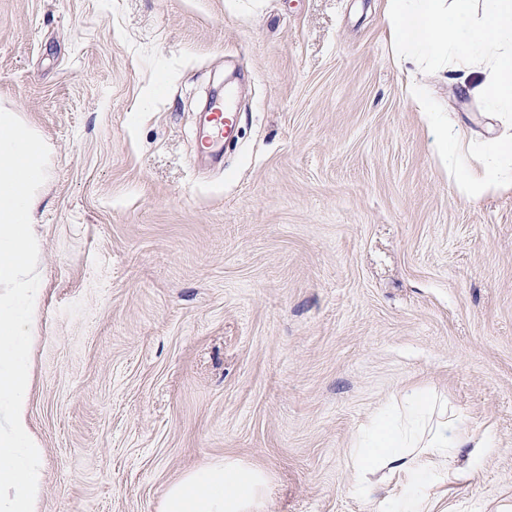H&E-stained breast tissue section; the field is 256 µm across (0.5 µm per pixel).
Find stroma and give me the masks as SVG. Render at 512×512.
<instances>
[{
    "instance_id": "1",
    "label": "stroma",
    "mask_w": 512,
    "mask_h": 512,
    "mask_svg": "<svg viewBox=\"0 0 512 512\" xmlns=\"http://www.w3.org/2000/svg\"><path fill=\"white\" fill-rule=\"evenodd\" d=\"M388 0H0V105L50 149L29 419L38 512H159L225 458L262 512H379L350 450L405 391L492 433L435 512L512 503V134L438 66L419 112ZM234 88L220 163L199 116ZM458 148L442 152L440 128ZM504 183L467 198L459 167Z\"/></svg>"
}]
</instances>
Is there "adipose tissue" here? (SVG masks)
I'll return each instance as SVG.
<instances>
[{
    "label": "adipose tissue",
    "instance_id": "adipose-tissue-1",
    "mask_svg": "<svg viewBox=\"0 0 512 512\" xmlns=\"http://www.w3.org/2000/svg\"><path fill=\"white\" fill-rule=\"evenodd\" d=\"M475 0H390L386 22L402 61L428 59L444 63L448 56L466 60L480 56L469 92L490 106L512 112V0H487L482 14ZM478 17L479 29L466 24ZM408 426L389 413L376 417L364 440L353 450L361 493L384 499L390 484L401 485L409 499L407 512H433L432 503L416 494L420 481L438 466L456 479L473 476L475 466L491 450L492 437L460 417H435L425 394L407 392ZM265 483L261 472L227 458L186 473L172 483L160 512H258Z\"/></svg>",
    "mask_w": 512,
    "mask_h": 512
}]
</instances>
